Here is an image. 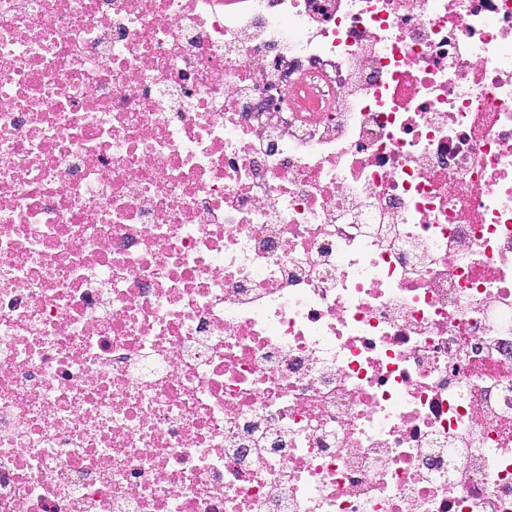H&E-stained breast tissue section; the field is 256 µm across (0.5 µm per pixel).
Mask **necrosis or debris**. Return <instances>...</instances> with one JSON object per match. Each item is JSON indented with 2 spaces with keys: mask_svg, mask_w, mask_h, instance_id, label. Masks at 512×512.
<instances>
[{
  "mask_svg": "<svg viewBox=\"0 0 512 512\" xmlns=\"http://www.w3.org/2000/svg\"><path fill=\"white\" fill-rule=\"evenodd\" d=\"M0 512H512V0H0Z\"/></svg>",
  "mask_w": 512,
  "mask_h": 512,
  "instance_id": "4bbe7bcc",
  "label": "necrosis or debris"
}]
</instances>
